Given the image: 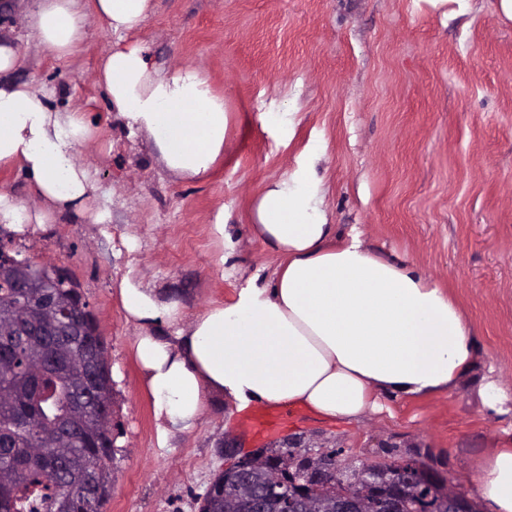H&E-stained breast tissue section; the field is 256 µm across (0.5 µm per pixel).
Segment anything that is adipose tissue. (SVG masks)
Returning a JSON list of instances; mask_svg holds the SVG:
<instances>
[{"instance_id": "adipose-tissue-1", "label": "adipose tissue", "mask_w": 512, "mask_h": 512, "mask_svg": "<svg viewBox=\"0 0 512 512\" xmlns=\"http://www.w3.org/2000/svg\"><path fill=\"white\" fill-rule=\"evenodd\" d=\"M22 12L41 54H76L88 12L113 34L99 81L129 134L146 133L167 170L207 177L230 126L224 98L193 67L159 70L147 42L128 40L150 15L151 0H7ZM19 49L0 30V165L30 178L35 206L0 191V224L23 234L54 215L79 213L102 224L78 146L93 130L81 113L58 111L43 90L15 81ZM320 148L282 179L267 183L252 208L255 239L281 257L274 269L239 270L224 222L211 226L215 270L244 281L232 303L190 316L131 277L118 293L141 331L134 352L152 398L158 445L191 428L203 397L216 392L236 411L252 403L302 408L328 420H359L388 392L423 396L451 388L473 364L475 331L454 301L409 260L369 248L358 230L337 242L316 166ZM173 329L171 337L155 327ZM477 496L512 512V448L475 463Z\"/></svg>"}]
</instances>
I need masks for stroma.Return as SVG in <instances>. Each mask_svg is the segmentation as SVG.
<instances>
[{"mask_svg": "<svg viewBox=\"0 0 512 512\" xmlns=\"http://www.w3.org/2000/svg\"><path fill=\"white\" fill-rule=\"evenodd\" d=\"M152 4L139 36L158 67L198 68L231 117L224 154L201 180L170 173L147 134L122 130L98 82L113 35L96 16L65 59L35 54L23 15L0 17L19 38L16 80L48 89L50 108L82 112L94 131L75 159L110 220L59 214L23 236L0 230V243L66 272L106 342L116 471L104 512H198L227 448L275 449L290 437L338 450L344 466L413 459L472 494L473 459L512 428L479 393L491 372L512 397V21L499 0H471L465 15L455 0ZM283 101L296 113L290 139L265 119ZM311 142L325 151L329 223L358 227L371 248L413 261L448 292L477 331L474 368L445 391L385 396L357 422L289 410L263 438L211 392L196 426L159 449L118 284L139 279L191 316L230 303L243 281L213 269L211 224L224 216L241 267H275L277 254L251 232V203Z\"/></svg>", "mask_w": 512, "mask_h": 512, "instance_id": "35a3bbf8", "label": "stroma"}]
</instances>
